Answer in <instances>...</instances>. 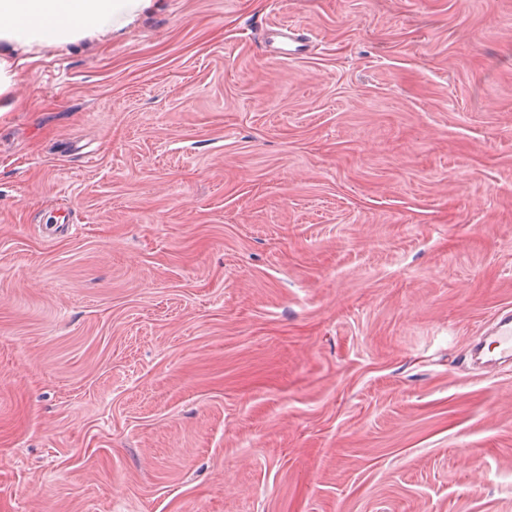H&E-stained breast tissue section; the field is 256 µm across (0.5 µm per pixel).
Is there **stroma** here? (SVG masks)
Masks as SVG:
<instances>
[{
    "mask_svg": "<svg viewBox=\"0 0 512 512\" xmlns=\"http://www.w3.org/2000/svg\"><path fill=\"white\" fill-rule=\"evenodd\" d=\"M16 96L0 512H512V0H157ZM273 44L280 43L282 46H276L275 58L288 60L292 56H297L304 47V35L295 27L288 23H282L280 27L270 28ZM491 339L490 345H494L496 357L491 359L495 363L512 361V314L506 312L496 319L495 325L487 333Z\"/></svg>",
    "mask_w": 512,
    "mask_h": 512,
    "instance_id": "stroma-1",
    "label": "stroma"
}]
</instances>
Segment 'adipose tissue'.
<instances>
[{
    "mask_svg": "<svg viewBox=\"0 0 512 512\" xmlns=\"http://www.w3.org/2000/svg\"><path fill=\"white\" fill-rule=\"evenodd\" d=\"M153 0H0V115L15 102L24 63L42 50L59 51L111 39Z\"/></svg>",
    "mask_w": 512,
    "mask_h": 512,
    "instance_id": "1",
    "label": "adipose tissue"
}]
</instances>
